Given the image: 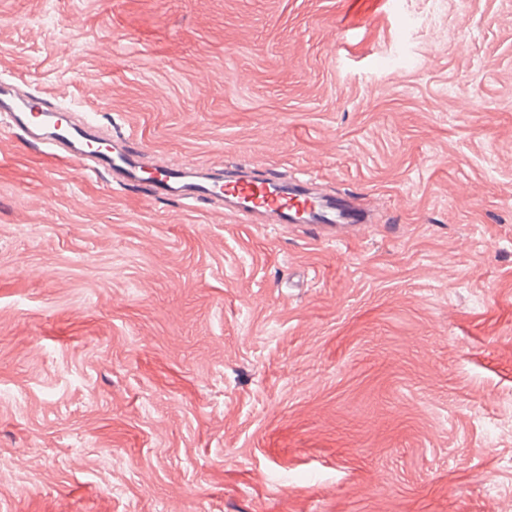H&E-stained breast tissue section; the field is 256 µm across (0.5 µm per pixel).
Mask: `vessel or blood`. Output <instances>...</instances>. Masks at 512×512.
Returning a JSON list of instances; mask_svg holds the SVG:
<instances>
[{
	"label": "vessel or blood",
	"instance_id": "vessel-or-blood-1",
	"mask_svg": "<svg viewBox=\"0 0 512 512\" xmlns=\"http://www.w3.org/2000/svg\"><path fill=\"white\" fill-rule=\"evenodd\" d=\"M0 116L8 118V130L21 131L45 154L107 174L119 188L145 185L155 196L187 205L220 202L250 224H306L319 241L346 240L347 229H365L373 222L351 197L322 193L309 179L288 183L244 176L228 182L220 173L184 163L160 167L153 178H145L143 155L129 150L124 137L102 133L19 78H0Z\"/></svg>",
	"mask_w": 512,
	"mask_h": 512
}]
</instances>
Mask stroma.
Here are the masks:
<instances>
[{
	"mask_svg": "<svg viewBox=\"0 0 512 512\" xmlns=\"http://www.w3.org/2000/svg\"><path fill=\"white\" fill-rule=\"evenodd\" d=\"M11 76L381 220L240 224L0 131V512H504L512 0H0Z\"/></svg>",
	"mask_w": 512,
	"mask_h": 512,
	"instance_id": "obj_1",
	"label": "stroma"
}]
</instances>
